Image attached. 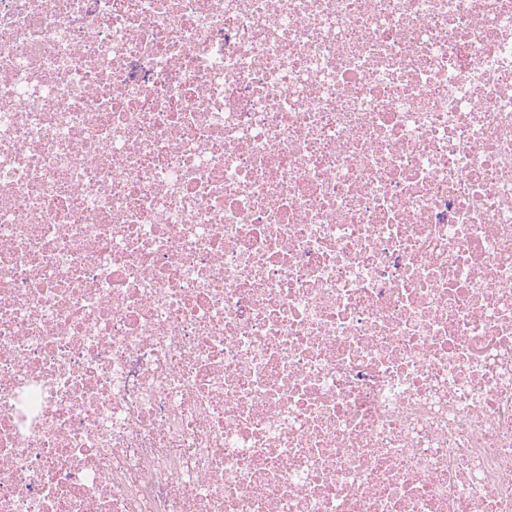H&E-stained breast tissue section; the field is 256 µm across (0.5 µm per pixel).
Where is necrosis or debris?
<instances>
[{
  "mask_svg": "<svg viewBox=\"0 0 512 512\" xmlns=\"http://www.w3.org/2000/svg\"><path fill=\"white\" fill-rule=\"evenodd\" d=\"M0 512H512V0H0Z\"/></svg>",
  "mask_w": 512,
  "mask_h": 512,
  "instance_id": "1",
  "label": "necrosis or debris"
}]
</instances>
